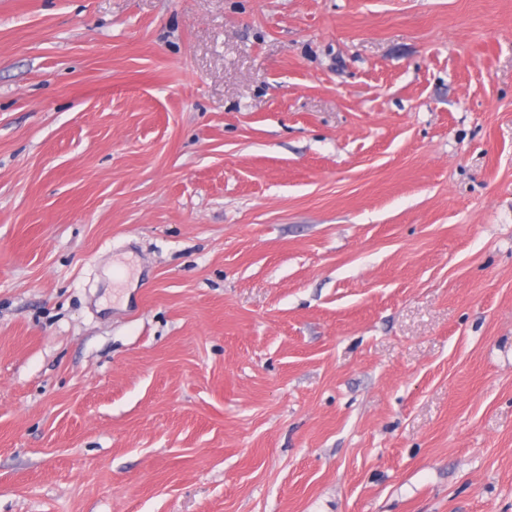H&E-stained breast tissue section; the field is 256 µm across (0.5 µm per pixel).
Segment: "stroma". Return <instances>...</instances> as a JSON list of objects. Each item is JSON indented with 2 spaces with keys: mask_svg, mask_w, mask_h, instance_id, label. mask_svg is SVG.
I'll list each match as a JSON object with an SVG mask.
<instances>
[{
  "mask_svg": "<svg viewBox=\"0 0 512 512\" xmlns=\"http://www.w3.org/2000/svg\"><path fill=\"white\" fill-rule=\"evenodd\" d=\"M0 512H512V0H0Z\"/></svg>",
  "mask_w": 512,
  "mask_h": 512,
  "instance_id": "1",
  "label": "stroma"
}]
</instances>
